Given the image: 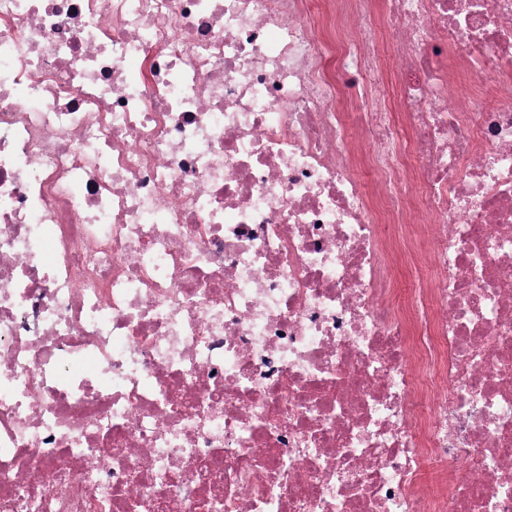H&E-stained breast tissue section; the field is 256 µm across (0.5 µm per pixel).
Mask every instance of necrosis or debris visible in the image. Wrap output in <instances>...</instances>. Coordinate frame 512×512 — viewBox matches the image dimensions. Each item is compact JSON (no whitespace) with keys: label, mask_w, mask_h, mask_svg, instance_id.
<instances>
[{"label":"necrosis or debris","mask_w":512,"mask_h":512,"mask_svg":"<svg viewBox=\"0 0 512 512\" xmlns=\"http://www.w3.org/2000/svg\"><path fill=\"white\" fill-rule=\"evenodd\" d=\"M0 512H512V0H0Z\"/></svg>","instance_id":"1"}]
</instances>
